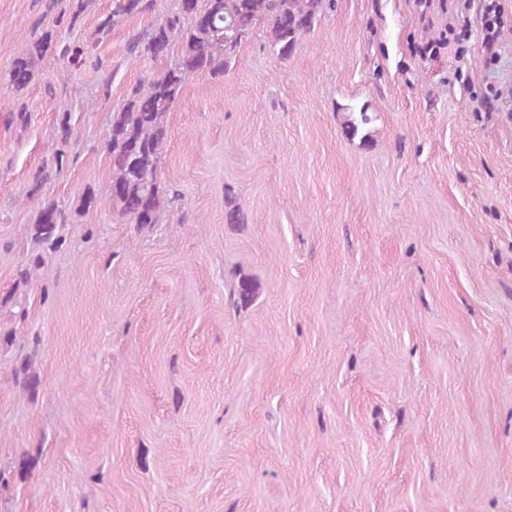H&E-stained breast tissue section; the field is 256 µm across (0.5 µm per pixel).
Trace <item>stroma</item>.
<instances>
[{
  "instance_id": "1",
  "label": "stroma",
  "mask_w": 512,
  "mask_h": 512,
  "mask_svg": "<svg viewBox=\"0 0 512 512\" xmlns=\"http://www.w3.org/2000/svg\"><path fill=\"white\" fill-rule=\"evenodd\" d=\"M111 2L0 0V512H512V0L493 60L475 11L423 55L448 0H333L285 59L258 25L169 112L142 229L106 139L176 0L103 33ZM40 18L89 57L17 92ZM65 224V216L54 204L44 206L34 225L36 238L48 244L49 249L57 248L63 241L58 235L59 226Z\"/></svg>"
}]
</instances>
